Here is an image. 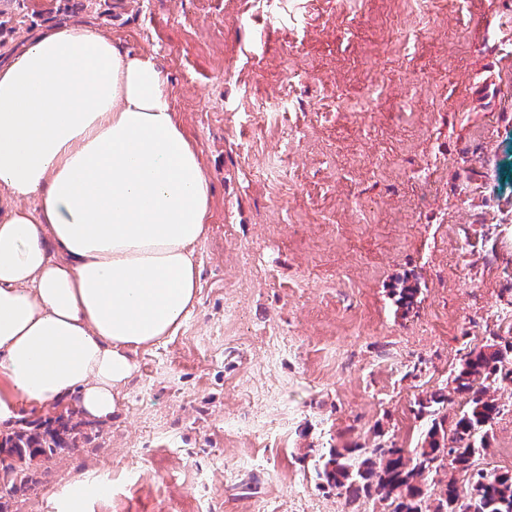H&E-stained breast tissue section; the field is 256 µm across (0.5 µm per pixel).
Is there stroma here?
Segmentation results:
<instances>
[{
    "instance_id": "stroma-1",
    "label": "stroma",
    "mask_w": 512,
    "mask_h": 512,
    "mask_svg": "<svg viewBox=\"0 0 512 512\" xmlns=\"http://www.w3.org/2000/svg\"><path fill=\"white\" fill-rule=\"evenodd\" d=\"M63 15L155 56L214 197L185 323L111 422L21 460L8 512H383L315 466L416 448L417 401L502 338L512 0H0V64ZM495 396L480 465L511 472L512 383ZM7 467L9 469L8 478L2 479L0 474V490L2 486L6 488L5 495L10 497H14L18 493L23 495L32 488L33 480L26 469L11 464H7Z\"/></svg>"
}]
</instances>
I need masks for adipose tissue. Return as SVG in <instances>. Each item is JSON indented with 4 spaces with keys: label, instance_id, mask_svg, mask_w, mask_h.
I'll return each instance as SVG.
<instances>
[{
    "label": "adipose tissue",
    "instance_id": "ef3b65f1",
    "mask_svg": "<svg viewBox=\"0 0 512 512\" xmlns=\"http://www.w3.org/2000/svg\"><path fill=\"white\" fill-rule=\"evenodd\" d=\"M211 210L153 54L63 22L0 65V430L24 405L111 421L196 302Z\"/></svg>",
    "mask_w": 512,
    "mask_h": 512
}]
</instances>
